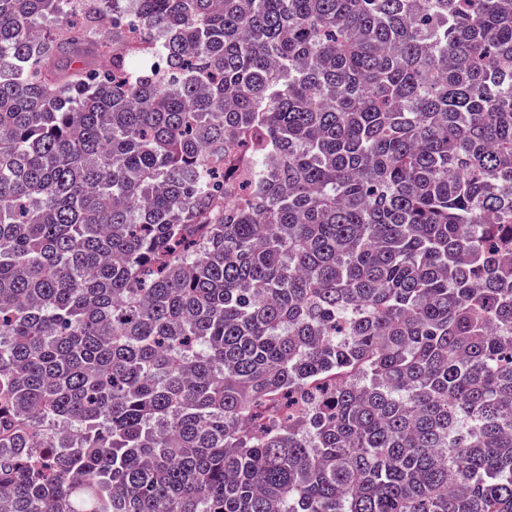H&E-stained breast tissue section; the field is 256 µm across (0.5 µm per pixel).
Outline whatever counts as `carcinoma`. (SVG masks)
<instances>
[{
    "label": "carcinoma",
    "instance_id": "obj_1",
    "mask_svg": "<svg viewBox=\"0 0 512 512\" xmlns=\"http://www.w3.org/2000/svg\"><path fill=\"white\" fill-rule=\"evenodd\" d=\"M0 512H512V0H0Z\"/></svg>",
    "mask_w": 512,
    "mask_h": 512
}]
</instances>
